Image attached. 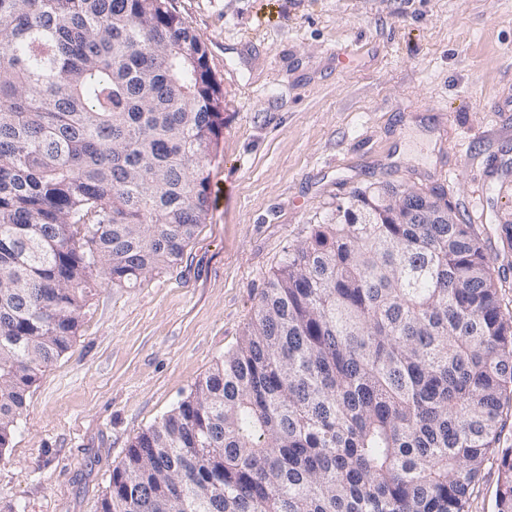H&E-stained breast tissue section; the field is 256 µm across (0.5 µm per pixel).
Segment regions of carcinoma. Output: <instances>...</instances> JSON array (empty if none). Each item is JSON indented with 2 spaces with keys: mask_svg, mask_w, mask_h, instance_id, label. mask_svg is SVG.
Segmentation results:
<instances>
[{
  "mask_svg": "<svg viewBox=\"0 0 512 512\" xmlns=\"http://www.w3.org/2000/svg\"><path fill=\"white\" fill-rule=\"evenodd\" d=\"M220 88L166 0H0V455L93 279L175 263L209 211ZM356 189L233 351L138 433L101 512H467L512 400L476 225ZM497 512H512V448Z\"/></svg>",
  "mask_w": 512,
  "mask_h": 512,
  "instance_id": "carcinoma-1",
  "label": "carcinoma"
}]
</instances>
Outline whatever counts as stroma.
Returning a JSON list of instances; mask_svg holds the SVG:
<instances>
[{"mask_svg": "<svg viewBox=\"0 0 512 512\" xmlns=\"http://www.w3.org/2000/svg\"><path fill=\"white\" fill-rule=\"evenodd\" d=\"M221 91L211 208L176 264L96 278L0 456V512H100L130 441L238 343L269 275L357 188L438 191L512 314V0H168Z\"/></svg>", "mask_w": 512, "mask_h": 512, "instance_id": "1", "label": "stroma"}]
</instances>
